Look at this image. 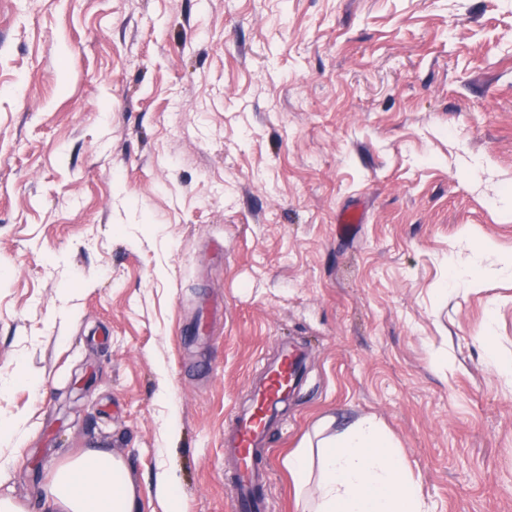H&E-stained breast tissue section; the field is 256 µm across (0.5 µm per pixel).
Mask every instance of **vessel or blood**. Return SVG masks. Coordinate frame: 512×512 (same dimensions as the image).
<instances>
[{"instance_id":"1","label":"vessel or blood","mask_w":512,"mask_h":512,"mask_svg":"<svg viewBox=\"0 0 512 512\" xmlns=\"http://www.w3.org/2000/svg\"><path fill=\"white\" fill-rule=\"evenodd\" d=\"M303 366L302 354L281 348L278 357L267 364L261 380L253 387L252 403L237 415L233 427L224 434V453L236 463L235 495L230 512H263L269 474L260 457L268 444L282 399L298 383Z\"/></svg>"}]
</instances>
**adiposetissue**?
Segmentation results:
<instances>
[{"label": "adipose tissue", "mask_w": 512, "mask_h": 512, "mask_svg": "<svg viewBox=\"0 0 512 512\" xmlns=\"http://www.w3.org/2000/svg\"><path fill=\"white\" fill-rule=\"evenodd\" d=\"M301 512H422L417 479L371 419L349 422L288 457ZM123 459L92 450L59 465L44 489V512H135Z\"/></svg>", "instance_id": "ef3b65f1"}]
</instances>
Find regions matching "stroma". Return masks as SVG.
<instances>
[{
	"instance_id": "stroma-1",
	"label": "stroma",
	"mask_w": 512,
	"mask_h": 512,
	"mask_svg": "<svg viewBox=\"0 0 512 512\" xmlns=\"http://www.w3.org/2000/svg\"><path fill=\"white\" fill-rule=\"evenodd\" d=\"M280 336L269 512L331 417L379 421L426 512H512V0H0V496L42 512L103 449L138 512L163 468L226 512Z\"/></svg>"
}]
</instances>
